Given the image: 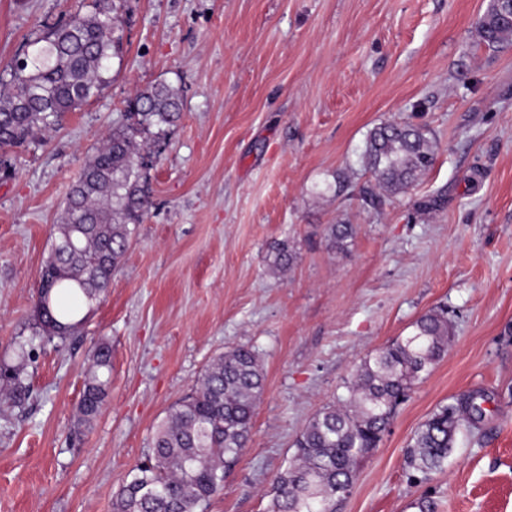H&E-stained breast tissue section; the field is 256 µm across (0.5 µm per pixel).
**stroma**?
<instances>
[{
    "label": "stroma",
    "instance_id": "stroma-1",
    "mask_svg": "<svg viewBox=\"0 0 512 512\" xmlns=\"http://www.w3.org/2000/svg\"><path fill=\"white\" fill-rule=\"evenodd\" d=\"M491 0H120L112 80L22 146L0 151V363L19 341L30 386L0 399V512H112L157 426L212 359L254 351L265 383L247 446L206 512H268L273 481L367 356L448 307V352L396 411L336 512H512V44L480 42ZM84 0H0V67ZM179 88L149 132L152 206L85 321L36 338L38 273L65 197L135 90ZM422 126L433 166L376 208L363 153L382 123ZM436 209H429V202ZM351 224L347 251L329 225ZM296 258L269 267L274 242ZM112 346L91 428L77 408L91 348ZM489 395L443 472L405 451L441 405Z\"/></svg>",
    "mask_w": 512,
    "mask_h": 512
}]
</instances>
